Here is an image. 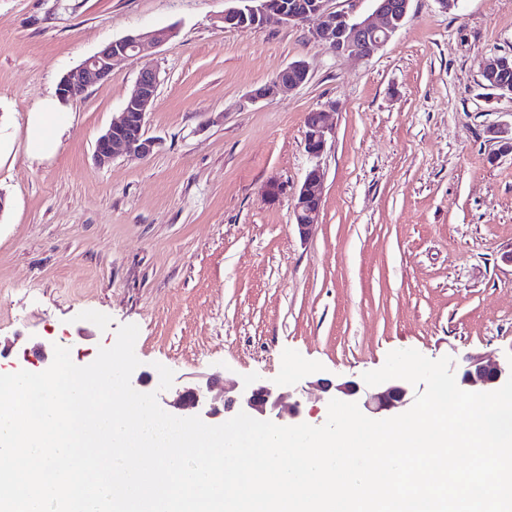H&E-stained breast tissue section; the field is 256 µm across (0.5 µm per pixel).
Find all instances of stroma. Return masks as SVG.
Here are the masks:
<instances>
[{
  "mask_svg": "<svg viewBox=\"0 0 512 512\" xmlns=\"http://www.w3.org/2000/svg\"><path fill=\"white\" fill-rule=\"evenodd\" d=\"M229 0H0V371L46 370L55 346L92 363L139 328L138 373L305 387L361 381L390 351L512 356V98L482 59L512 54V0H410L369 58L315 43L310 18L228 29ZM174 28L63 105L53 147L29 118L64 74L112 40ZM307 81L250 101L290 63ZM160 77L144 160H94L139 73ZM333 132L314 157L305 118ZM320 167L318 224L300 237L292 194ZM287 189L279 198L269 182Z\"/></svg>",
  "mask_w": 512,
  "mask_h": 512,
  "instance_id": "1",
  "label": "stroma"
}]
</instances>
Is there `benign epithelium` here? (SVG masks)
Here are the masks:
<instances>
[{"label": "benign epithelium", "instance_id": "benign-epithelium-1", "mask_svg": "<svg viewBox=\"0 0 512 512\" xmlns=\"http://www.w3.org/2000/svg\"><path fill=\"white\" fill-rule=\"evenodd\" d=\"M238 5L224 11V25L243 28L247 25L261 27L269 19L277 18L284 23L300 25L310 17L320 16L319 25L312 30V38L322 47L336 55H351L360 58L372 56L400 28L408 14L409 0H373L374 13L366 18L358 17L352 10L328 11L325 0H315L309 8L283 10L272 9L270 0H236ZM169 39L166 29L127 35L105 45L78 67L65 74L58 85V98L65 103L107 80L113 66L149 45H158ZM308 69L303 61L289 64L271 83L255 89L250 100L257 102L303 85ZM159 77L156 70H142L130 91L119 119L100 135L96 142L95 160L101 165L109 164L116 151L143 160L149 157L157 140L146 133L147 116L153 110ZM332 132L326 122V113H316V121L306 126L305 147L307 152L320 156L325 149L328 134ZM324 175L319 168L308 171L301 187L293 194L292 219L300 237L308 235L318 223L323 201ZM458 386L471 392H492L499 389L512 374V358L501 361H484L478 356H467L460 364H452ZM207 387H185L176 391L167 405L175 413L198 416L203 420L216 419L226 413L244 412L259 420L279 423L295 421L302 415V402L296 398L298 390L277 393L272 388L258 385L243 387L236 395L224 398L219 407L209 400ZM326 391L335 390L345 401L354 402L371 414L388 416L406 407L411 401V388L400 382H391L377 387H362L348 381L337 386L322 383Z\"/></svg>", "mask_w": 512, "mask_h": 512}]
</instances>
